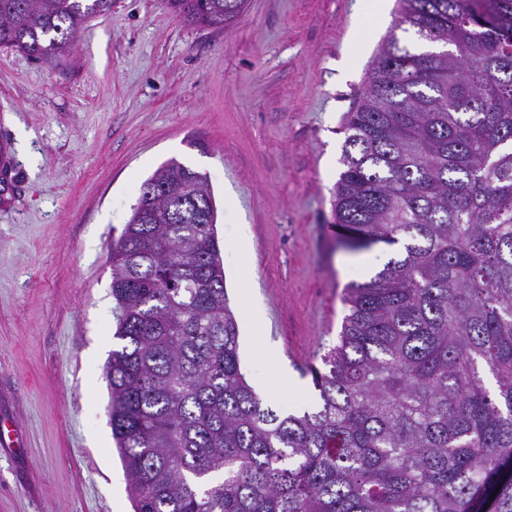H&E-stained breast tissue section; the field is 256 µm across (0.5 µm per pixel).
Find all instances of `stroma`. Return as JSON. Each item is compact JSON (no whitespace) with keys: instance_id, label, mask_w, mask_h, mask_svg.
<instances>
[{"instance_id":"35a3bbf8","label":"stroma","mask_w":512,"mask_h":512,"mask_svg":"<svg viewBox=\"0 0 512 512\" xmlns=\"http://www.w3.org/2000/svg\"><path fill=\"white\" fill-rule=\"evenodd\" d=\"M398 12L247 0L217 30L166 0H113L58 63L0 48V419L20 439L0 447V512H134L109 421V249L168 160L213 191L247 381L284 413L315 407L306 368L337 341L345 287L392 256L340 249L332 199L382 42L419 45Z\"/></svg>"}]
</instances>
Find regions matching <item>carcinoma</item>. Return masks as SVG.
I'll use <instances>...</instances> for the list:
<instances>
[{
	"instance_id": "obj_1",
	"label": "carcinoma",
	"mask_w": 512,
	"mask_h": 512,
	"mask_svg": "<svg viewBox=\"0 0 512 512\" xmlns=\"http://www.w3.org/2000/svg\"><path fill=\"white\" fill-rule=\"evenodd\" d=\"M428 49L381 46L333 193L351 252L401 245L344 292L284 414L241 371L207 177L171 159L112 244L107 366L135 512H512V0H399ZM222 29L245 0H167ZM112 0H0V47L66 56Z\"/></svg>"
}]
</instances>
